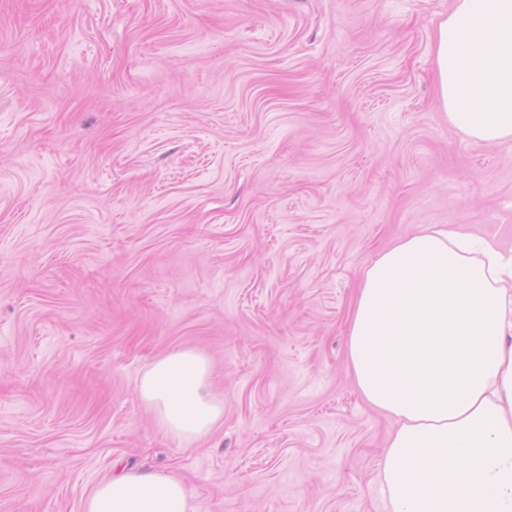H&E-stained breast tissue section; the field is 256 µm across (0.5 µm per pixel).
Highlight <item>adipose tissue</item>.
Instances as JSON below:
<instances>
[{
  "mask_svg": "<svg viewBox=\"0 0 512 512\" xmlns=\"http://www.w3.org/2000/svg\"><path fill=\"white\" fill-rule=\"evenodd\" d=\"M438 103L476 143L512 141V0H456L434 31ZM363 399L395 424L376 470L388 512H512V253L455 225L366 263L347 329ZM168 434L224 417L207 359L177 349L137 381ZM81 512H197L181 477L117 466Z\"/></svg>",
  "mask_w": 512,
  "mask_h": 512,
  "instance_id": "obj_1",
  "label": "adipose tissue"
}]
</instances>
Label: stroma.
<instances>
[{
  "label": "stroma",
  "instance_id": "35a3bbf8",
  "mask_svg": "<svg viewBox=\"0 0 512 512\" xmlns=\"http://www.w3.org/2000/svg\"><path fill=\"white\" fill-rule=\"evenodd\" d=\"M455 0H0V512H81L114 460L198 512H384L392 421L346 359L367 260L512 248V141L436 99ZM203 354L188 443L136 396ZM137 397L167 434L193 442L224 418V401L210 390L208 360L191 349L157 359L137 381Z\"/></svg>",
  "mask_w": 512,
  "mask_h": 512
}]
</instances>
